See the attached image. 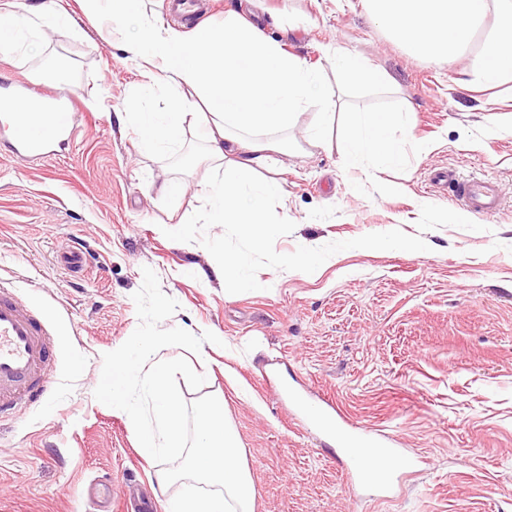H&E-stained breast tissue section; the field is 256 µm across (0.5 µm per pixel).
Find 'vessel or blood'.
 <instances>
[{"instance_id":"obj_1","label":"vessel or blood","mask_w":512,"mask_h":512,"mask_svg":"<svg viewBox=\"0 0 512 512\" xmlns=\"http://www.w3.org/2000/svg\"><path fill=\"white\" fill-rule=\"evenodd\" d=\"M17 98L36 101L40 119L4 111V104ZM81 112L82 105L73 94L50 85L33 87L15 81L0 92V143L13 156L42 157L52 144L75 134ZM433 180L453 184L456 199L468 213L488 215L500 207L497 189L489 180L461 181L445 167L435 171ZM54 333L53 323L24 303L20 288L0 282L1 415L12 413L25 397L50 394Z\"/></svg>"}]
</instances>
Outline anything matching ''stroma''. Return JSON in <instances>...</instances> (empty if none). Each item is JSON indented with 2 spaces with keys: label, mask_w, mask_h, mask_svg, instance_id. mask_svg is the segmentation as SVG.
<instances>
[{
  "label": "stroma",
  "mask_w": 512,
  "mask_h": 512,
  "mask_svg": "<svg viewBox=\"0 0 512 512\" xmlns=\"http://www.w3.org/2000/svg\"><path fill=\"white\" fill-rule=\"evenodd\" d=\"M46 2L0 0V16L27 7L42 34L38 48L0 52V79L47 84L52 61L65 59L60 84L80 91L86 115L48 157L0 151V281L58 318L51 398L0 420V512H97L83 491L105 477L146 487L164 507L158 465L130 417L93 395L103 355L139 324L132 296L146 266L180 304L162 328L224 338L158 357L201 367V390L179 386L186 402L222 400L254 512H512V132L487 131L512 114V88L477 89L464 64L412 58L360 0H202L201 21L238 7L258 16L288 52L324 68L349 107L410 118L395 132L400 165L347 168L336 148L305 142L313 113L300 114L271 169L284 204L255 245L198 218V186L213 176L193 163L206 146L200 131L164 154L146 148L117 118L145 82L140 71L91 24L85 0H60L70 27L42 17ZM330 46L384 71L392 91H347L327 68ZM418 141L434 147L417 155ZM440 167L497 181L499 210L464 217L450 188L431 180ZM169 179L186 183L183 196H161ZM389 237L406 249L381 247ZM306 248L316 271L298 261ZM66 249L86 253L82 271L60 263ZM238 253L262 290L229 291L220 268ZM322 399L341 417L335 431L306 415ZM381 431L404 464L399 486L375 497L350 485L340 436Z\"/></svg>",
  "instance_id": "obj_1"
}]
</instances>
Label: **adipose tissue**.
<instances>
[{"label":"adipose tissue","instance_id":"adipose-tissue-1","mask_svg":"<svg viewBox=\"0 0 512 512\" xmlns=\"http://www.w3.org/2000/svg\"><path fill=\"white\" fill-rule=\"evenodd\" d=\"M378 25L416 58L454 62L476 54L469 71L472 84L512 80V0H366ZM140 34L121 39L147 89H159L166 109L150 112L132 100L123 116L142 133L146 146L165 147L185 124L206 130L207 148L200 163L218 172L203 185L208 224H232L260 242L272 208L285 190L274 178L259 180L281 151L277 131L292 128L299 114L314 109L305 139L315 147L336 146L342 160L357 165L371 157L387 165L402 160L395 130L406 120L398 112H349L338 143L329 136L336 96L321 70L310 68L283 44L265 36L241 11L229 10L219 23L205 22L181 31L138 15Z\"/></svg>","mask_w":512,"mask_h":512}]
</instances>
